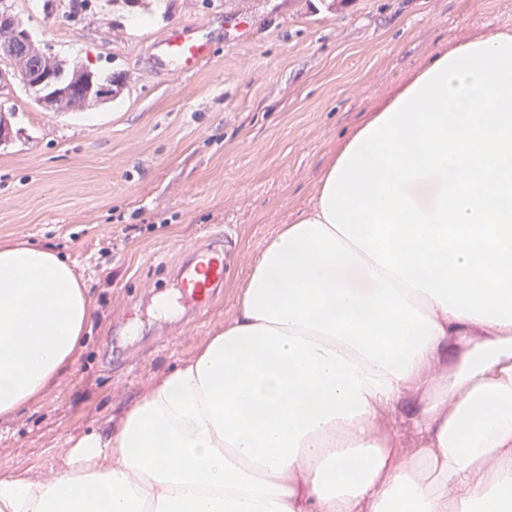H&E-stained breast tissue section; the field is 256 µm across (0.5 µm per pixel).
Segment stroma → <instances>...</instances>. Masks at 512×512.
Returning <instances> with one entry per match:
<instances>
[{
    "mask_svg": "<svg viewBox=\"0 0 512 512\" xmlns=\"http://www.w3.org/2000/svg\"><path fill=\"white\" fill-rule=\"evenodd\" d=\"M149 25L122 0H6L46 52L101 76L112 101L48 112L0 89V242L49 248L84 281L92 316L72 363L0 418V476L68 467L174 366L222 331L280 225L314 198L327 160L374 102L458 36L512 32V0H164ZM192 24L211 53L193 74L150 59ZM223 233L224 286L191 313L176 271ZM173 297L171 311L157 307Z\"/></svg>",
    "mask_w": 512,
    "mask_h": 512,
    "instance_id": "35a3bbf8",
    "label": "stroma"
}]
</instances>
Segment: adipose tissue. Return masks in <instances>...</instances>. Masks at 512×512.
<instances>
[{
    "instance_id": "ef3b65f1",
    "label": "adipose tissue",
    "mask_w": 512,
    "mask_h": 512,
    "mask_svg": "<svg viewBox=\"0 0 512 512\" xmlns=\"http://www.w3.org/2000/svg\"><path fill=\"white\" fill-rule=\"evenodd\" d=\"M90 319L65 259L0 245V416ZM410 393L404 457L382 421ZM0 512H512V34L460 38L378 100L223 331L63 472L0 477Z\"/></svg>"
}]
</instances>
